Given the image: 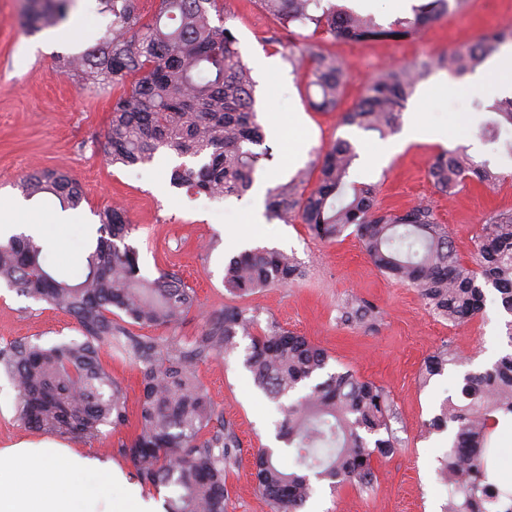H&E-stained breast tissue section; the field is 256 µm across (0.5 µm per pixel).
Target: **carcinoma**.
Here are the masks:
<instances>
[{
	"label": "carcinoma",
	"mask_w": 512,
	"mask_h": 512,
	"mask_svg": "<svg viewBox=\"0 0 512 512\" xmlns=\"http://www.w3.org/2000/svg\"><path fill=\"white\" fill-rule=\"evenodd\" d=\"M69 2L29 0L25 25L30 30L59 25ZM99 2L112 15L104 37L92 48L59 57L57 71L86 87L130 82L104 135L112 163L138 165L159 151L201 157L198 167L174 168L171 183L211 198L244 196L268 149L256 151L266 135L254 110L252 70L233 31L212 20V13L221 12V0H159L158 12L146 23L137 0ZM260 2L285 29L312 25L357 41L423 29L449 7V0H422L413 7V18L386 30L373 15L332 2ZM508 41L512 28H495L474 45L385 69L368 80L344 121L383 136L398 126L408 98L433 69L464 74ZM284 59L308 79L313 105H337L345 90V62L307 42L288 48ZM356 159L349 141H337L314 166V188L306 190L312 172L301 170L268 190V216L286 224L298 220L321 239L354 228L381 271L418 288L426 304L456 326L482 313L486 286L512 315V216L489 215L471 264H464L429 207L382 210L369 188L345 195ZM430 176L442 191L469 180L491 185L499 179L490 161L460 147L438 153ZM20 188L28 198L51 193L65 209L81 199L76 183L59 171L30 175ZM98 217L99 236L74 281L43 263L44 247L32 238L0 240V285L65 312L82 333V339L60 344L17 340L0 348V371L17 389L15 419L25 429L87 443L127 428L120 454L133 464L141 484L169 489L165 512H229L227 476L237 463L239 441L224 421V409L205 392L199 367L234 351L242 336L251 340L245 365L255 383L271 399H286L276 428L281 446L258 449L253 462L257 491L270 512H301L314 478L333 489L371 486L374 459L397 446L390 427L393 406L380 387L347 369L303 389L326 367L327 351L274 321L260 325L245 307L226 306L208 316L191 338L133 333L134 326L168 330L184 322L194 307L192 288L173 271L141 272L120 209L106 207ZM301 276L296 258L283 251H243L225 266L224 288L242 298ZM373 316V305L360 300L344 308L341 320L361 325ZM112 345L140 371L142 394L134 412L126 389L100 360L101 349ZM460 363L457 354L443 350L427 358L424 378ZM297 390L301 394L291 397ZM510 419L512 353L483 372L466 374L459 398H446L429 423L433 430H449L448 451L438 468L448 486L443 512H512V489L492 477L496 429Z\"/></svg>",
	"instance_id": "carcinoma-1"
}]
</instances>
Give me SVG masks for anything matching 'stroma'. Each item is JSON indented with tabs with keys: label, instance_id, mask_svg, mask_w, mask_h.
Segmentation results:
<instances>
[{
	"label": "stroma",
	"instance_id": "stroma-1",
	"mask_svg": "<svg viewBox=\"0 0 512 512\" xmlns=\"http://www.w3.org/2000/svg\"><path fill=\"white\" fill-rule=\"evenodd\" d=\"M223 6L221 18L238 38L258 82L257 116L273 154L261 166L259 185L287 182L298 169L316 164L336 140H348L358 154L348 189L374 187L383 208L403 211L427 204L448 228L458 258L470 262L486 216L512 213V127L503 126L494 142L479 135L496 118L489 105L507 97L498 82L488 79L475 90L473 74L433 71L408 99L398 128L383 138L346 125L343 116L379 69L463 48L489 29L512 25V0H470L463 10L449 9L439 21L400 38L350 41L315 33L312 40L323 53L340 56L350 66L345 97L333 109L311 104L306 79L293 73L283 58V46L300 41L298 28L282 29L258 0H223ZM24 7L25 0H0V202L21 198L15 183L25 175L65 171L83 194L74 214L90 230H97L100 210L119 205L132 225L128 242L137 249L143 272L174 270L195 289L198 305L175 327V335H195L201 316L224 307H247L257 310L261 320L276 321L326 349L327 372L350 368L382 388L396 411L394 454L375 460L372 489L336 491L316 482L312 512H442L448 487L437 469L448 450L449 433L427 432L426 425L465 373L484 371L512 352L506 327L512 315L503 310L496 291L487 290L482 314L454 326L429 309L417 288L384 275L353 231L322 240L298 222L252 223L254 194L217 199L174 187L170 172L182 160L164 152L134 167L112 164L102 143L112 105L124 88H83L55 67L56 54L94 46L111 15L101 12L99 0H71L64 26L75 36L68 40L52 29L36 34L24 29ZM419 117L447 124V145L403 143L406 129ZM459 145L476 158L490 160L499 174L493 186L469 182L448 193L434 186L429 175L434 155ZM25 205L35 214H56L58 225L44 249L56 271L78 277L87 251L72 247L67 213L58 199L43 194ZM256 248L293 254L303 277L286 287L264 288L240 299L232 296L224 288V267L232 256ZM357 298L376 306L374 324L340 322V307ZM81 337L67 314L0 286V347L21 338L60 344ZM249 345V338H240L235 351L201 365L200 381L223 407L240 440L239 463L227 479L229 512H270L254 489L251 462L257 448L276 447L280 414L244 365ZM445 347L458 352L462 364L422 380L424 360ZM16 400V389L1 374L0 448L46 441V434L15 422ZM126 437V432H115L106 443L75 442L71 448L104 458L133 485L135 469L117 452Z\"/></svg>",
	"mask_w": 512,
	"mask_h": 512
}]
</instances>
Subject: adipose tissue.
Masks as SVG:
<instances>
[{"label": "adipose tissue", "mask_w": 512, "mask_h": 512, "mask_svg": "<svg viewBox=\"0 0 512 512\" xmlns=\"http://www.w3.org/2000/svg\"><path fill=\"white\" fill-rule=\"evenodd\" d=\"M102 498L107 512H157L95 457L49 445L0 448V512H96Z\"/></svg>", "instance_id": "1"}]
</instances>
